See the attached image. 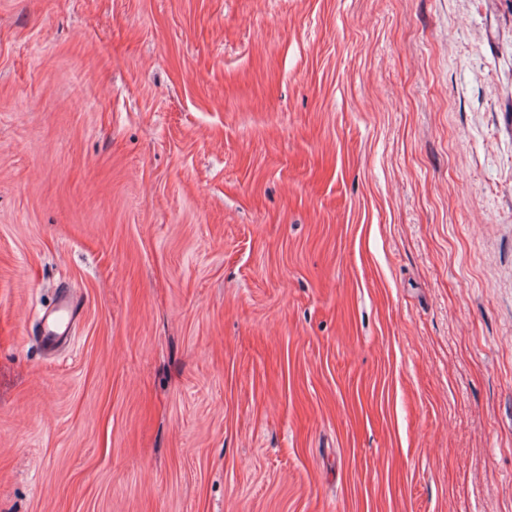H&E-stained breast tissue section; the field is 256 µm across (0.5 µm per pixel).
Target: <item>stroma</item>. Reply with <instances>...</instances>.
I'll list each match as a JSON object with an SVG mask.
<instances>
[{
	"instance_id": "obj_1",
	"label": "stroma",
	"mask_w": 512,
	"mask_h": 512,
	"mask_svg": "<svg viewBox=\"0 0 512 512\" xmlns=\"http://www.w3.org/2000/svg\"><path fill=\"white\" fill-rule=\"evenodd\" d=\"M0 512H512V0H0ZM79 316L78 301L70 295L58 300L56 307L41 317L42 340L50 347L68 340L72 321Z\"/></svg>"
}]
</instances>
